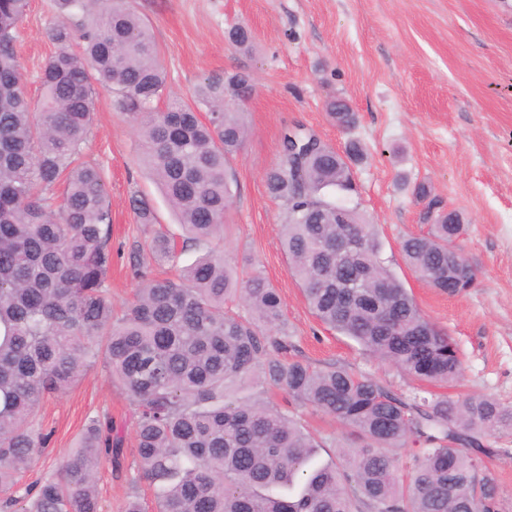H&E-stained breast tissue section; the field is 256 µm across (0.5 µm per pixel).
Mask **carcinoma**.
<instances>
[{
    "instance_id": "1",
    "label": "carcinoma",
    "mask_w": 512,
    "mask_h": 512,
    "mask_svg": "<svg viewBox=\"0 0 512 512\" xmlns=\"http://www.w3.org/2000/svg\"><path fill=\"white\" fill-rule=\"evenodd\" d=\"M57 6L50 37L58 50L34 107L17 50L29 0H0V512H101L99 474L123 457L107 414L88 420L54 471L22 483L50 442L38 407L97 365L134 406L123 512H496L485 459L499 449L488 439L512 432V408L478 394L397 392L341 362L284 357L292 343L279 291L261 272L242 277L224 260L228 163L249 133L243 110L224 107V96L245 92L247 76L209 80L194 103L181 102L166 93L158 47L126 0ZM85 14L92 19L75 52L68 20ZM229 39L252 44L242 26ZM95 79L112 86L116 107L137 125L140 160L178 220L154 231L152 259L173 264L178 248L204 246L178 274L143 280L119 311L108 288L105 180L81 160ZM326 110L343 130L356 124L344 99ZM359 156L354 142L341 155L302 128L282 134L265 185L285 206L289 274L323 325L378 362L420 382L457 383V346L382 258L378 225L355 206L337 223L336 200L355 193L349 161ZM433 205L431 232L403 236L399 253L428 286L466 292L476 271L454 247L462 216ZM133 206L138 223H157L148 200L137 196ZM351 231L360 245L338 267L332 247ZM359 274L360 287H339ZM272 389L340 424L335 460L315 462L321 442L269 398ZM411 446L418 451L401 463Z\"/></svg>"
}]
</instances>
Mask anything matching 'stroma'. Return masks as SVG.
I'll return each instance as SVG.
<instances>
[{"mask_svg": "<svg viewBox=\"0 0 512 512\" xmlns=\"http://www.w3.org/2000/svg\"><path fill=\"white\" fill-rule=\"evenodd\" d=\"M150 27L167 73L168 91L193 101L206 81L244 70L254 85L244 106L250 135L230 163L233 205L224 254L238 271L259 269L279 289L292 334L289 356L323 366L350 365L401 392L415 385L396 368L363 354L310 312L288 272L280 229L281 201L269 196L264 174L276 163L284 128L302 124L333 148L361 143L353 164L361 211L378 224L384 255L420 309L455 338L465 391L512 407V0H128ZM54 0H30L19 28V58L28 96L39 99V75L57 45ZM247 26L255 48L244 53L228 30ZM95 118L86 160L104 172L112 206V271L108 286L122 306L139 273L159 270L146 247L152 229L138 224L133 196L149 200L159 225L176 217L139 158L137 128L113 105L112 88L97 81ZM345 98L358 115L341 131L324 108ZM426 184L468 227L458 246L476 268L474 288L440 294L418 280L397 250L408 233H427ZM110 414L133 437V406L102 367L88 369L66 394L45 402L38 419L51 431L47 454L26 474L54 469L89 418ZM498 456L486 472L512 512V433L493 436Z\"/></svg>", "mask_w": 512, "mask_h": 512, "instance_id": "1", "label": "stroma"}]
</instances>
